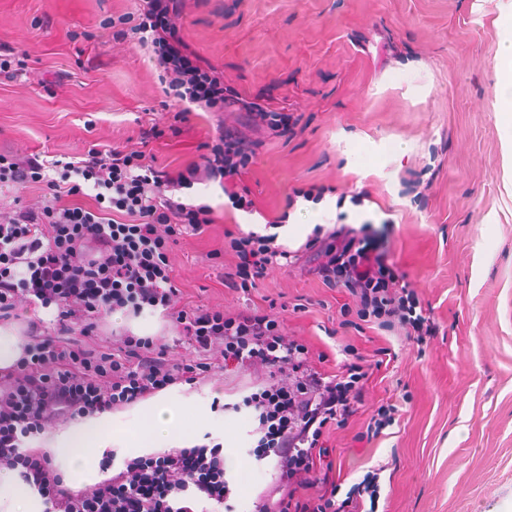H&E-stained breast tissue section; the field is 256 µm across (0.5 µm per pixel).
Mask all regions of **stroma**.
I'll return each instance as SVG.
<instances>
[{"instance_id": "1", "label": "stroma", "mask_w": 512, "mask_h": 512, "mask_svg": "<svg viewBox=\"0 0 512 512\" xmlns=\"http://www.w3.org/2000/svg\"><path fill=\"white\" fill-rule=\"evenodd\" d=\"M511 2L183 0L185 48L223 77L234 102L193 108L177 124L151 50L103 25L137 0H0V45L27 56L22 76L0 77V150L65 159L98 143L175 172L200 161L218 128L238 132L255 146L237 185L256 210L233 209L215 182L180 190L214 219L170 249L182 303L232 314L280 307L316 371H338L348 344L370 360L391 348L396 357L374 371L359 412L327 431L328 478L347 489L380 469L378 512H512V150L497 120L506 34L495 23ZM256 107L298 122L280 133ZM172 123L176 135L148 138L152 125ZM310 188L336 206L289 203ZM283 215L332 231L384 230L379 252L416 288L434 336L418 345L339 327L348 297L324 287L306 252L250 297L225 287L236 263L225 231ZM388 398L400 403L398 422L359 440ZM249 449L226 451L234 512H255L277 481L273 462Z\"/></svg>"}]
</instances>
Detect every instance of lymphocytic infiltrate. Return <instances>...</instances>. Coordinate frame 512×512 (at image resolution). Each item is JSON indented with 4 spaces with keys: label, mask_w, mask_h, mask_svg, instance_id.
<instances>
[{
    "label": "lymphocytic infiltrate",
    "mask_w": 512,
    "mask_h": 512,
    "mask_svg": "<svg viewBox=\"0 0 512 512\" xmlns=\"http://www.w3.org/2000/svg\"><path fill=\"white\" fill-rule=\"evenodd\" d=\"M182 0H140L119 24L152 47L166 91L182 108L224 109V81L184 52L176 23ZM200 162L177 172L157 169L140 151L98 144L63 161L0 151V189L45 187L48 200L0 211V320L22 306L53 311L56 329L31 318L23 357L0 369V468L18 471L51 503L53 512H229L233 487L221 446L172 449L125 461L112 478L85 490L63 488L49 455L26 448L27 438L57 421L95 410L119 409L177 383H191L212 368L265 370L277 382L243 400L254 409L259 439L252 453L271 460L277 484L261 495L257 512H377L379 470L349 490L326 483L322 494L303 497L318 481L328 426L346 427L362 402L373 365L353 346L337 373L310 368L309 347L288 336L283 321L257 311L228 315L203 305L179 306L169 244L186 233L202 234L212 208L175 199V191L204 181L226 183L253 165L244 138L218 133ZM90 196L91 205L81 204ZM334 255L315 266L328 288L350 297L340 327L377 325L423 343L434 324L416 289L374 256L368 227L341 226ZM224 248L237 263L224 284L241 292L257 288L278 260L291 258L275 235L226 233ZM157 311L171 318L200 357L172 363L154 337L125 333L120 347L92 348L100 321L113 313Z\"/></svg>",
    "instance_id": "lymphocytic-infiltrate-1"
}]
</instances>
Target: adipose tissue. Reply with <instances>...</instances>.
<instances>
[{"instance_id": "ef3b65f1", "label": "adipose tissue", "mask_w": 512, "mask_h": 512, "mask_svg": "<svg viewBox=\"0 0 512 512\" xmlns=\"http://www.w3.org/2000/svg\"><path fill=\"white\" fill-rule=\"evenodd\" d=\"M498 26L509 29L502 44L498 91L499 123L506 144H512V9L499 15ZM236 394L209 384L195 389L174 384L140 400L121 412L96 411L62 423L33 436L29 447L50 453L66 488L78 491L111 478L113 468L102 461L113 455L114 466L124 460L164 452L173 448L219 444L236 447L241 433L225 429L233 419L231 404ZM44 497L22 481L17 471L0 469V512H46Z\"/></svg>"}]
</instances>
